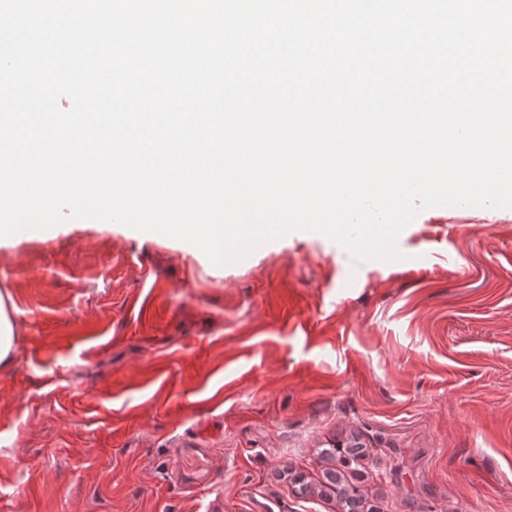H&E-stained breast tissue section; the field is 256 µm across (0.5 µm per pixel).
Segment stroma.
<instances>
[{"mask_svg":"<svg viewBox=\"0 0 512 512\" xmlns=\"http://www.w3.org/2000/svg\"><path fill=\"white\" fill-rule=\"evenodd\" d=\"M400 260L293 232L213 265L75 220L0 241V512H512V209L423 210ZM206 445L200 459L181 446ZM15 322L0 295V370L15 362ZM359 439L355 432H350L342 448L339 446L322 451V454L336 458L337 465L336 468H327L323 472L324 481L321 486L336 494V500L343 512H376L366 508L362 494L345 476L346 472L356 470L368 456V448H363Z\"/></svg>","mask_w":512,"mask_h":512,"instance_id":"stroma-1","label":"stroma"}]
</instances>
